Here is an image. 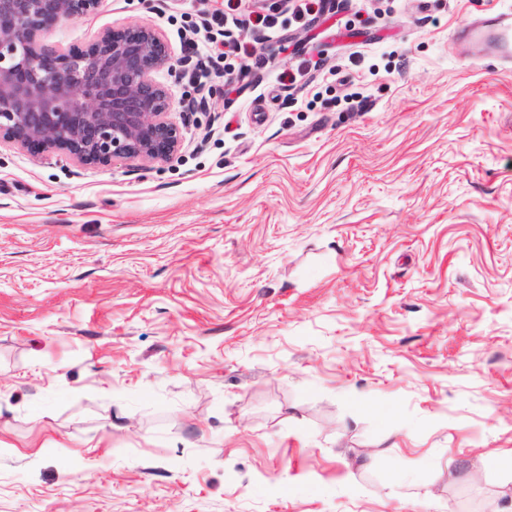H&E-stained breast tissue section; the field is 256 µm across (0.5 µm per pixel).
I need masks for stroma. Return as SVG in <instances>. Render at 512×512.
<instances>
[{
	"label": "stroma",
	"mask_w": 512,
	"mask_h": 512,
	"mask_svg": "<svg viewBox=\"0 0 512 512\" xmlns=\"http://www.w3.org/2000/svg\"><path fill=\"white\" fill-rule=\"evenodd\" d=\"M224 0H103L46 32ZM275 13L285 33L255 28ZM512 0H243L167 163L0 144V512H512ZM335 68L294 88L306 58ZM466 36L484 39L491 55L499 61L512 63V14L498 13L490 15L472 25ZM230 48L229 54L234 55V57L239 60L238 70L235 75V67L228 66L226 69L224 67V76H226V82L230 86L231 90H234L233 84L248 67L247 61L254 53V47L250 46L248 42H236Z\"/></svg>",
	"instance_id": "stroma-1"
}]
</instances>
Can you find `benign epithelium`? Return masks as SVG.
Here are the masks:
<instances>
[{"instance_id": "1", "label": "benign epithelium", "mask_w": 512, "mask_h": 512, "mask_svg": "<svg viewBox=\"0 0 512 512\" xmlns=\"http://www.w3.org/2000/svg\"><path fill=\"white\" fill-rule=\"evenodd\" d=\"M102 0H0V141L82 166L116 159L172 161L183 148L168 118L171 90L191 62H173L151 28L106 29L82 47L62 48L42 32L93 12Z\"/></svg>"}]
</instances>
